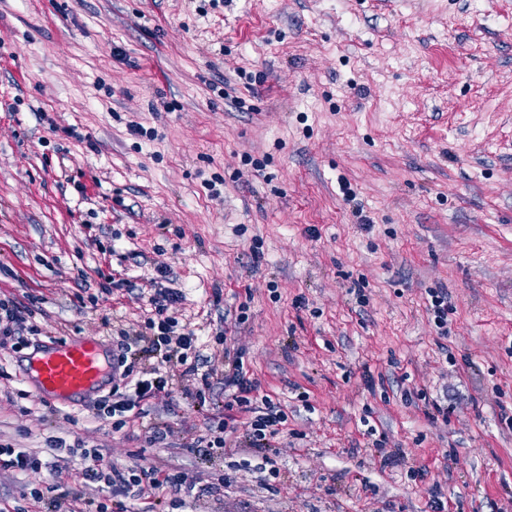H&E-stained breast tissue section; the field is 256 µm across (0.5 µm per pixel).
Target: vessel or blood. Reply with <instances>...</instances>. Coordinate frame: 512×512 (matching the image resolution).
I'll list each match as a JSON object with an SVG mask.
<instances>
[{
  "mask_svg": "<svg viewBox=\"0 0 512 512\" xmlns=\"http://www.w3.org/2000/svg\"><path fill=\"white\" fill-rule=\"evenodd\" d=\"M112 373L103 338L74 336L31 357L28 379L39 398L67 403L107 385Z\"/></svg>",
  "mask_w": 512,
  "mask_h": 512,
  "instance_id": "obj_1",
  "label": "vessel or blood"
}]
</instances>
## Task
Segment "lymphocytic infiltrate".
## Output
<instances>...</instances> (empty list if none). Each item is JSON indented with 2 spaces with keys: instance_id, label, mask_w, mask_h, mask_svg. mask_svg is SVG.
Masks as SVG:
<instances>
[{
  "instance_id": "f902f5d3",
  "label": "lymphocytic infiltrate",
  "mask_w": 512,
  "mask_h": 512,
  "mask_svg": "<svg viewBox=\"0 0 512 512\" xmlns=\"http://www.w3.org/2000/svg\"><path fill=\"white\" fill-rule=\"evenodd\" d=\"M182 299L181 293L155 289L148 299L153 313L147 321L149 336L133 338L123 331L115 339L119 353L116 365L121 372L113 380L111 393L102 396L94 406L96 417L111 418L113 429L133 422L134 409L143 408L158 393L173 392L175 385L185 378L199 377L203 387H210V373L199 370L201 354L195 332H177L176 320L167 315L169 306ZM139 354L151 359L152 365L148 371L138 374L132 360ZM223 376L225 425L220 432L202 435L208 456H224L243 444L250 448L274 447L288 421L281 404L267 396L257 397L258 385L241 353L225 354ZM242 413L251 414L252 419L247 424L245 438L240 439L235 435L234 422ZM46 446L51 456L43 459L0 442V470L25 473L46 469L54 477L53 483L23 491L22 504L4 507L0 512H81L77 503L71 501L70 490L62 489L59 482L61 462L75 458L83 463L81 472L74 475L75 480L101 481L112 488L111 501L99 503L95 512H135L134 502L156 500L166 494L172 495L180 507L187 508L204 494L196 480L175 468L151 463L121 468L105 449L86 447L78 439L69 442L50 437Z\"/></svg>"
}]
</instances>
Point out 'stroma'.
Listing matches in <instances>:
<instances>
[{
    "mask_svg": "<svg viewBox=\"0 0 512 512\" xmlns=\"http://www.w3.org/2000/svg\"><path fill=\"white\" fill-rule=\"evenodd\" d=\"M161 266L287 412L279 478L190 449L222 383L118 431L32 393L30 350L144 331ZM0 298L39 330L0 343L15 447L201 475L197 512H512V0H0ZM431 297L430 311L434 315V321L436 326L441 329V335L448 333V294L441 291H431L429 293Z\"/></svg>",
    "mask_w": 512,
    "mask_h": 512,
    "instance_id": "stroma-1",
    "label": "stroma"
}]
</instances>
